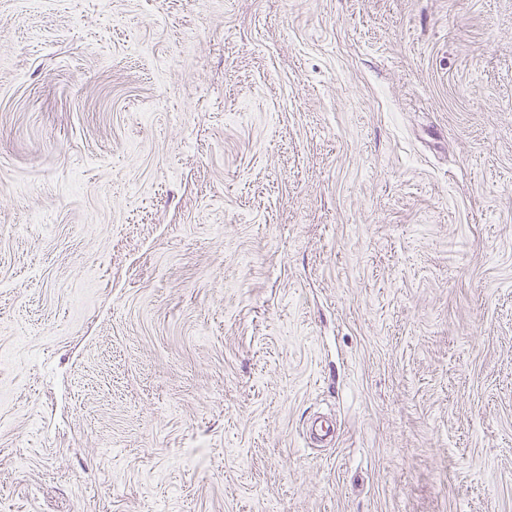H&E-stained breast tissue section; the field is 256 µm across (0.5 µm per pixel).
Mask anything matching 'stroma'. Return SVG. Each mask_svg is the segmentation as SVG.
<instances>
[{
  "mask_svg": "<svg viewBox=\"0 0 512 512\" xmlns=\"http://www.w3.org/2000/svg\"><path fill=\"white\" fill-rule=\"evenodd\" d=\"M0 512H512V0H0Z\"/></svg>",
  "mask_w": 512,
  "mask_h": 512,
  "instance_id": "obj_1",
  "label": "stroma"
}]
</instances>
